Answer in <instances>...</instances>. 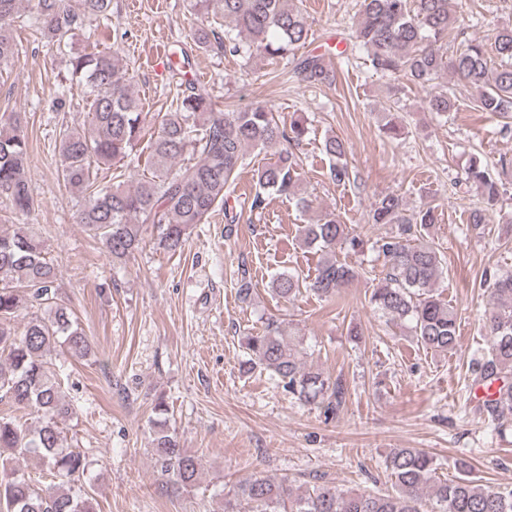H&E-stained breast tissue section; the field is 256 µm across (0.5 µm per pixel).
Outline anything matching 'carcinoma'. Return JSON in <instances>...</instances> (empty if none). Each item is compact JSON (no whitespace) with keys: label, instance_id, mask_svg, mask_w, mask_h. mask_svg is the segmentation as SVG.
<instances>
[{"label":"carcinoma","instance_id":"1","mask_svg":"<svg viewBox=\"0 0 512 512\" xmlns=\"http://www.w3.org/2000/svg\"><path fill=\"white\" fill-rule=\"evenodd\" d=\"M27 22L50 42L69 44L87 21L112 25V0H31ZM19 0H0V64L11 60L15 43L6 21L18 14ZM203 18L195 30L197 48L231 56L267 59L292 57L293 71L305 83H331L335 74L319 55L295 56L310 37L306 17L294 0H197ZM448 0H362L352 37L372 69L431 85L443 71L477 93L476 110L512 112V27L500 29L493 50L477 39L446 55L453 29ZM71 77L86 89L88 126L59 132L62 181L85 203L79 223L116 262H128L142 242L146 225L157 232V243L168 253L182 250L190 231L205 224L218 209L230 211L240 170L249 148L281 146L276 160L257 172L250 208L262 211L270 194L288 198L306 210L312 200L302 192L301 166L284 144L300 143L308 132L303 115L289 123L259 105L226 112L207 89L188 86L170 105L148 142L152 171L132 187L121 181H101V166L128 157L141 140L145 118L134 76L117 52L82 51L69 59ZM430 111L455 110L451 86L428 99ZM197 155L190 165L176 167L186 152ZM330 160L328 176L338 185L350 181L346 146L336 137L324 142ZM28 144L15 121L0 123V198L14 214L28 215L35 207L25 169ZM466 182L479 190L486 208L501 197L503 183L487 160L470 159ZM436 215L430 208L411 211L402 196H379L371 223L398 225L397 233L377 237L385 276L369 303L375 312L413 336L422 347L448 352L458 343V314L434 291L442 274L440 250L428 239ZM303 243L321 252L317 273L307 281L281 273L272 290L289 301L307 291L331 298L359 276L336 258V247L352 251L363 240L329 214L301 227ZM57 269L46 257L41 236L25 224L11 235L0 233V402L36 415L33 427L15 415L0 416V512H95L91 486L80 482L90 466L85 453L65 445L59 423L74 414L62 389L63 366L51 350L81 359L91 353L89 336L58 302ZM491 295L485 310L489 348L471 361L474 382L500 383L483 411L498 432L512 422V274L487 272ZM44 309L48 318L18 322L20 311ZM250 368L270 374L296 400L335 413L345 395L340 380L306 367L302 341L278 325L245 338ZM151 454L159 489L184 495L197 486L201 462L181 448L176 435L161 422L153 430ZM394 482L391 492L371 494L335 485L297 487L260 472L251 474L224 494L222 512H512V487L491 486L472 478L467 465L448 480L436 476L435 459L418 448H396L385 459Z\"/></svg>","mask_w":512,"mask_h":512}]
</instances>
